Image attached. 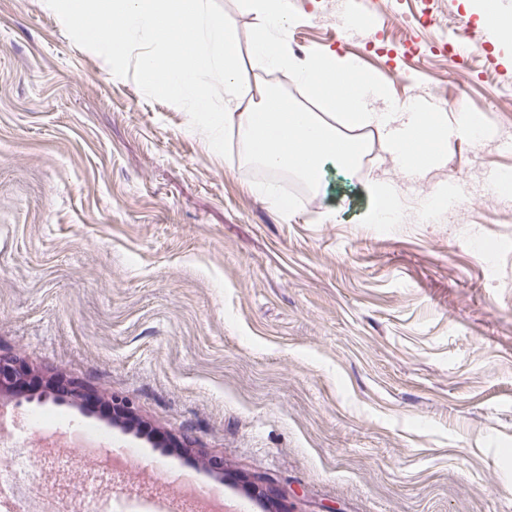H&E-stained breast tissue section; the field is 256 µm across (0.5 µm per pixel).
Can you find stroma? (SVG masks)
Segmentation results:
<instances>
[{"mask_svg": "<svg viewBox=\"0 0 512 512\" xmlns=\"http://www.w3.org/2000/svg\"><path fill=\"white\" fill-rule=\"evenodd\" d=\"M248 85L256 19L218 0ZM456 42L474 21L505 72L457 81L394 60L389 104L472 107L506 142L449 138L421 178L351 179L324 162L318 188L282 215L239 154L222 157L185 110L147 98L77 46L45 0H0V356L77 395L0 388L31 411L99 428L144 464L223 481L250 512H512V212L374 223L373 179L392 194L512 171V0H456ZM294 0L290 54L315 49L376 70L361 41ZM127 400L164 444L82 400ZM179 442L171 453L165 443Z\"/></svg>", "mask_w": 512, "mask_h": 512, "instance_id": "1", "label": "stroma"}]
</instances>
